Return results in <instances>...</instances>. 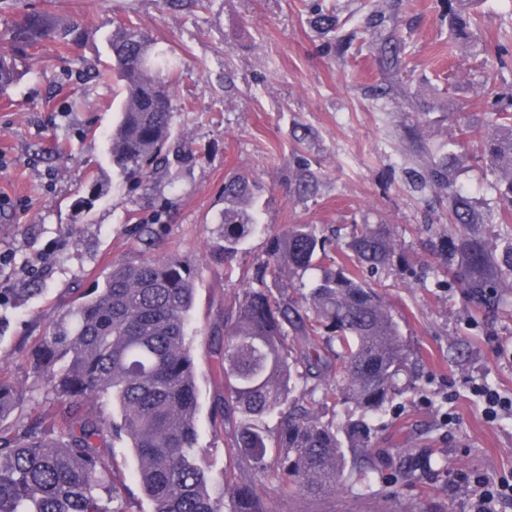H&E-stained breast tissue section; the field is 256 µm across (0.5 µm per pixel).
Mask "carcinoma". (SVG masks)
<instances>
[{"mask_svg": "<svg viewBox=\"0 0 512 512\" xmlns=\"http://www.w3.org/2000/svg\"><path fill=\"white\" fill-rule=\"evenodd\" d=\"M471 0H448V30L462 37L478 26ZM316 24L338 29L332 12L314 4ZM83 32L46 13H28L6 26L0 52V95L21 76L23 50L44 41L72 44ZM123 100L109 137L119 179L144 183L154 171L197 160L172 125L176 64L153 51L142 28L117 24L107 37ZM504 45L483 48L480 84L494 97L488 130H461V163L488 162L499 173L495 188L512 205V101L495 92ZM450 217L465 228L478 221L471 201L446 182ZM257 185L247 172L224 182V208L216 253L231 262L261 231L254 202ZM331 244L310 224L270 235L266 259L245 287L224 302V351L217 353L224 392L214 418L224 430L226 465L218 473L197 445V369L189 314L194 273L177 256L112 262L102 287L85 292L44 337L31 357L57 407L24 413L23 392L0 378V512H129L125 487L113 475L108 441L133 451L136 475L150 512H274L270 493L323 496L341 482L368 495H385L396 476L378 482L361 462L374 455L377 420L397 410L395 396L407 366L398 322L382 296L359 274L394 257L384 230L355 228L350 265L326 264ZM463 260L447 262L465 303L500 305L498 288L512 254L500 260L477 238L461 241ZM310 270L318 275L301 297L288 289ZM110 401L117 415L88 404ZM346 406L348 419L328 411Z\"/></svg>", "mask_w": 512, "mask_h": 512, "instance_id": "carcinoma-1", "label": "carcinoma"}]
</instances>
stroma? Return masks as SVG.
<instances>
[{
  "label": "stroma",
  "mask_w": 512,
  "mask_h": 512,
  "mask_svg": "<svg viewBox=\"0 0 512 512\" xmlns=\"http://www.w3.org/2000/svg\"><path fill=\"white\" fill-rule=\"evenodd\" d=\"M343 33L369 30L374 48L339 52L335 35L315 28L311 0H0V21L45 11L76 21L86 35L60 49L48 42L22 54L23 76L0 96V377L39 412L55 406L30 353L66 311L71 290L103 283L116 260L175 254L196 273L192 311L199 367V445L213 471L226 463L212 423L223 390L215 348L224 298L266 257L267 237L251 238L231 264L214 252L224 180L249 170L261 188L262 223L283 231L314 224L346 261L352 225L381 227L398 246L393 262L370 272L398 320L414 390L387 419L375 445L376 468L391 474L407 455L445 465L407 480L399 499L337 486L321 499L281 497L277 512H472L479 489L457 472L512 474V410L487 417L478 386L512 399V291L507 306L466 305L445 257L465 233L495 253L512 249V216L489 168H452L454 186L478 214L471 229L449 223L450 200L421 181L463 127L486 129L489 100L480 85L482 46L512 33V0H477L485 21L457 45L441 17L448 0H338ZM142 27L176 59L175 134L197 161L156 171L139 186L117 181L107 135L122 100L104 37L114 23ZM402 37L408 67L397 75L378 41ZM314 191L299 190L302 170ZM104 190L90 213L73 207L93 183ZM160 215L150 251L133 224Z\"/></svg>",
  "instance_id": "obj_1"
}]
</instances>
